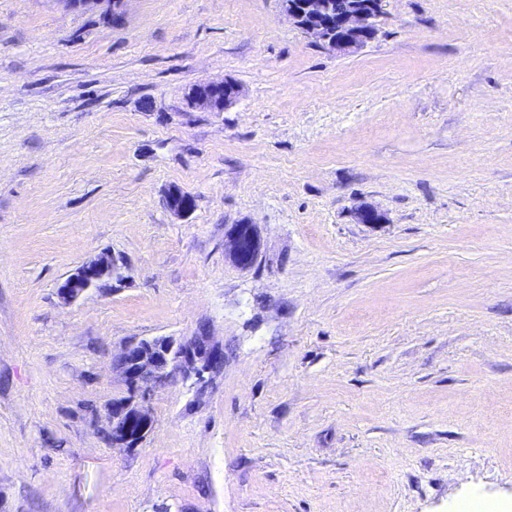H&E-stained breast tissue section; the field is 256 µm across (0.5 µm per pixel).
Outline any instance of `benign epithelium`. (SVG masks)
I'll return each mask as SVG.
<instances>
[{"label":"benign epithelium","instance_id":"obj_1","mask_svg":"<svg viewBox=\"0 0 512 512\" xmlns=\"http://www.w3.org/2000/svg\"><path fill=\"white\" fill-rule=\"evenodd\" d=\"M66 7L93 10L106 6V13L115 17L125 0H59ZM385 0H281L288 18L322 48L336 54L353 53L377 34L376 21L383 13ZM240 93L232 81L210 82L190 88L187 98L195 106L210 112H222ZM168 209L177 216L189 213L192 196L173 187L166 197ZM224 251L241 269H250L262 261L261 238L252 224H236L226 235ZM118 266L110 254H101L80 265L59 286L58 294L65 301L78 298L100 281L113 276ZM118 359L125 361L123 376L130 388L128 398L112 403L104 421L106 434L113 443L138 444L153 427L149 411L135 401V394L174 377L205 383V375L224 364V349L209 336L174 339L159 336L133 340L122 349Z\"/></svg>","mask_w":512,"mask_h":512}]
</instances>
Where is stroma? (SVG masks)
<instances>
[{
  "instance_id": "1",
  "label": "stroma",
  "mask_w": 512,
  "mask_h": 512,
  "mask_svg": "<svg viewBox=\"0 0 512 512\" xmlns=\"http://www.w3.org/2000/svg\"><path fill=\"white\" fill-rule=\"evenodd\" d=\"M103 253L111 287L64 302ZM202 328L222 371L108 441L124 345ZM463 501L512 512V0H387L347 55L280 0H0V512ZM127 0H61L68 8L77 10H93L101 5H106V14L115 18L121 11ZM239 93L240 89L236 83L225 80L194 86L190 88L187 98L195 106L210 112H221L237 99ZM224 251L241 269H250L262 260L261 238L252 224H236L226 235ZM117 266V259L110 254H101L83 263L60 284V298L75 300L89 288L98 286L104 278H112Z\"/></svg>"
}]
</instances>
